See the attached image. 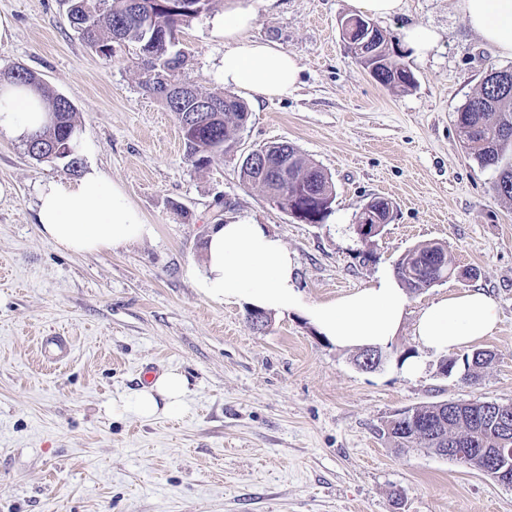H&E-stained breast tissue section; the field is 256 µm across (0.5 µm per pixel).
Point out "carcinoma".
Listing matches in <instances>:
<instances>
[{"label": "carcinoma", "mask_w": 512, "mask_h": 512, "mask_svg": "<svg viewBox=\"0 0 512 512\" xmlns=\"http://www.w3.org/2000/svg\"><path fill=\"white\" fill-rule=\"evenodd\" d=\"M215 0H204L200 8L193 11L177 9L176 0H69L68 16L73 27L81 37L98 52L107 56L112 52V44L133 42L139 46L143 65L146 67L145 88L153 95L157 94L156 84L161 80L179 82L176 72L183 66V55L173 50V44L151 45L146 33L151 30L179 29L208 14ZM392 38L377 33L372 42L374 52L368 66L372 67L374 79L382 85L408 87L411 74L406 66L393 60L390 53ZM224 105L214 119H206L194 130L183 135L187 155L193 165L203 168L211 162L218 152L230 147L232 133L247 117L243 102L232 95H210ZM164 103L174 112L178 124H183L186 116L192 114L195 100L185 98L177 104L169 100ZM49 109L54 120L36 135L38 144L26 143L28 154L42 159V148L55 147L60 151L57 159L64 161V168L72 173L78 171L80 159L76 152L74 134L77 132L75 108L72 102L62 95L49 100ZM457 126L461 136L467 138L471 157L483 167L497 171L494 191L497 195L512 200V138L502 137L504 130L512 129V88L508 91L496 89L482 82L480 89L469 97L457 112ZM280 152L287 153L292 172V180L283 186L272 176L260 177L248 167L240 168L243 181L261 185L271 197L277 198V204L289 209L300 205L305 211L304 219L309 224H318L327 213L319 207L320 198L310 196L314 191L332 194L334 185L325 172L317 165L306 160L299 151L288 143L281 144ZM448 251L437 244H422L409 251L395 266L398 279L411 290L429 287V282H416L406 277L404 268H434ZM425 421L434 422L439 433L446 439L466 438L472 448H496L499 435L489 428L478 430L480 413L468 406L460 407L453 417H448L447 402L433 403L402 410L394 415L386 425L388 437L398 448L414 444L420 448L432 449L426 437L419 434L411 424Z\"/></svg>", "instance_id": "obj_1"}]
</instances>
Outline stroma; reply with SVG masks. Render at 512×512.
Wrapping results in <instances>:
<instances>
[{"mask_svg":"<svg viewBox=\"0 0 512 512\" xmlns=\"http://www.w3.org/2000/svg\"><path fill=\"white\" fill-rule=\"evenodd\" d=\"M228 0L182 26L180 72L201 91L224 90L221 21ZM248 38L293 54L291 95L236 96L248 116L233 146L195 168L174 113L144 88L137 46L105 57L70 25L66 0H0L15 33L0 44V74L22 66L77 111L82 168L126 190L154 238L74 255L40 232V184L67 180L59 160L33 159L0 137V512H512V486L424 448L384 436L397 411L441 401L512 403V201L496 173L468 154L458 109L487 70L512 67L464 22L455 0H404L378 19L396 39L413 86L377 83L352 57L339 22L349 0H241ZM409 24L440 40L420 60L400 46ZM287 141L335 187L326 219L307 224L242 181L251 150ZM388 198L392 219L363 239L356 217ZM247 220L293 253L304 302L366 287L418 245L447 248L460 274L408 293V315L375 370L357 351L320 336L299 312L272 313L256 329L242 302L201 297L187 271L209 228ZM480 288L494 297L499 329L482 341L495 358L476 382L443 375L442 355L414 336L439 296ZM68 337L61 365L42 363L45 336ZM423 362L414 377L403 356ZM185 375L182 413L144 420L112 412L144 387L145 371Z\"/></svg>","mask_w":512,"mask_h":512,"instance_id":"35a3bbf8","label":"stroma"}]
</instances>
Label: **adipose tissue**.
I'll return each instance as SVG.
<instances>
[{"mask_svg":"<svg viewBox=\"0 0 512 512\" xmlns=\"http://www.w3.org/2000/svg\"><path fill=\"white\" fill-rule=\"evenodd\" d=\"M467 25L503 57L512 58V0H458ZM254 15L244 9L224 14L225 86L268 99L290 95L300 68L280 46L248 39ZM43 92L30 85L0 81V136L25 141L48 121ZM36 222L62 251L89 254L152 238L148 224L124 188L91 167L73 181L50 179L37 194ZM188 274L198 294L213 302H243L265 311H300L318 333L340 348L389 344L406 316L407 296L391 274L336 299L305 304L298 290L296 261L265 226L244 221L211 228L201 265ZM499 318L495 301L472 289L440 296L419 315L420 347L445 353L470 347L494 335ZM188 380L178 371L163 373L112 409L149 420L176 416L184 409Z\"/></svg>","mask_w":512,"mask_h":512,"instance_id":"obj_1","label":"adipose tissue"}]
</instances>
